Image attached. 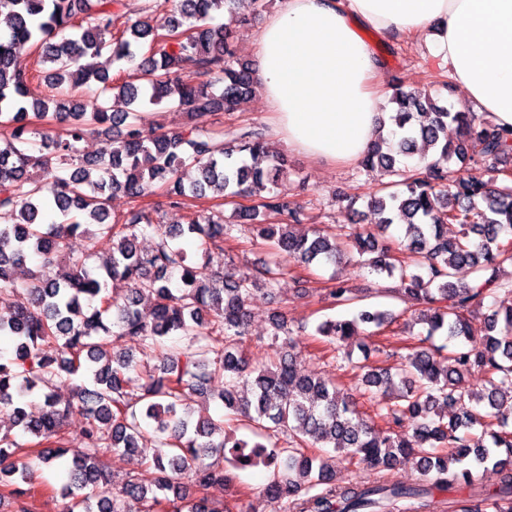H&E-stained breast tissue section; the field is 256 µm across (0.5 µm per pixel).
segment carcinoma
Wrapping results in <instances>:
<instances>
[{"instance_id": "obj_1", "label": "carcinoma", "mask_w": 512, "mask_h": 512, "mask_svg": "<svg viewBox=\"0 0 512 512\" xmlns=\"http://www.w3.org/2000/svg\"><path fill=\"white\" fill-rule=\"evenodd\" d=\"M235 0H154L153 12L166 23L146 19L116 23L122 0H0L9 29L0 33V124L10 128L0 139V336L15 342L12 356L0 355V409L11 410L26 445L0 434V486L8 489L13 512H30L32 470L20 457L35 453L41 464L71 455L69 499L65 512H125L131 500L143 512H224L207 496L213 485H230L236 472L264 465L270 470L266 493L288 500L289 512H431L436 495L468 490L469 504L452 501L455 512H512V306L492 310L483 325L474 319L487 298L512 288L499 277L512 266V130L480 121L472 112H451L427 97L396 89L391 135L380 137L361 159L391 177V187L369 194L377 211V232L352 236L359 263L379 278H395L394 292L426 306L417 320L427 325L424 340L444 333L458 345L448 363L445 346L423 348L399 368L403 390L393 397L379 390L390 379L387 368L361 363V384L371 394L385 427L365 419L353 398L331 379L303 376L297 368L293 330L282 314L272 317L273 339L288 341L275 368L249 365L244 352L248 302L259 292L273 293L286 270L282 263L258 274L217 272L208 253L224 251L237 225L218 210L193 211L185 223L166 227L150 211L138 209L113 219L108 201L121 192L137 200L160 182L177 209L188 200L258 198L236 215L253 221L255 238L285 260L310 265L341 260L343 245L321 230L296 232L303 208L275 190L281 162L265 135L253 130L216 134L197 118L254 93L249 61L234 56L229 25L210 24L212 12ZM40 50L39 74L13 63L16 45ZM106 57L116 72L92 69L86 56ZM194 63L184 76L182 64ZM40 80L55 90L49 97L31 93ZM98 84L96 96L73 100L67 92ZM177 104L187 116L182 129L159 133L136 121L141 105ZM63 124L54 136L32 119ZM458 139L448 142V124ZM125 132L94 155L82 153L89 133ZM420 154L410 168L404 159ZM472 161L489 178L461 174L452 160ZM193 167L186 183L180 171ZM42 171L36 178L32 169ZM286 218L277 227L261 224L263 212ZM406 226L405 241L389 229ZM461 227L448 237L447 225ZM152 232L151 247L141 238ZM84 251H68L72 237ZM112 241V254L93 273L89 262L100 239ZM188 239L202 260L188 254ZM404 257H398V253ZM36 266L26 269L27 261ZM67 262L69 272L51 276ZM467 269L469 282L456 274ZM121 283L120 296L107 294ZM24 289L27 302L13 301ZM367 288L341 283L328 289L337 306L354 307ZM394 322L391 313L361 307L350 318L326 319L316 327L323 343L336 351L370 328ZM178 336L180 348L165 338ZM134 340L137 358L122 343ZM479 386L460 390L464 376ZM214 395L244 423L255 440L229 441L224 419L195 418L184 410L192 393ZM84 415L83 447L69 448L64 423ZM413 420L412 433L403 430ZM482 427L481 435L470 430ZM155 452L145 473L131 475L112 492L104 458ZM332 448L349 461L394 471L412 464L427 480L408 483L394 476L373 483L335 484L323 454ZM493 467L498 482L486 489L474 471Z\"/></svg>"}]
</instances>
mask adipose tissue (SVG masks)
<instances>
[{
    "instance_id": "ef3b65f1",
    "label": "adipose tissue",
    "mask_w": 512,
    "mask_h": 512,
    "mask_svg": "<svg viewBox=\"0 0 512 512\" xmlns=\"http://www.w3.org/2000/svg\"><path fill=\"white\" fill-rule=\"evenodd\" d=\"M278 2L255 35L253 77L288 150L352 164L383 131V64L366 30L425 41L472 112L512 127V0Z\"/></svg>"
}]
</instances>
